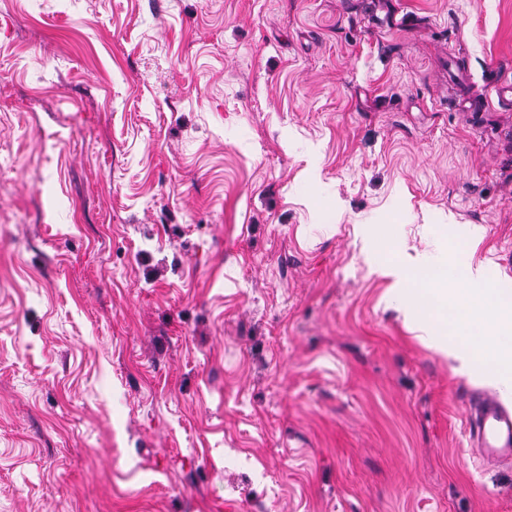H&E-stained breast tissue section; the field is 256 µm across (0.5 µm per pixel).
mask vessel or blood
Listing matches in <instances>:
<instances>
[{"label": "vessel or blood", "instance_id": "b4317fda", "mask_svg": "<svg viewBox=\"0 0 512 512\" xmlns=\"http://www.w3.org/2000/svg\"><path fill=\"white\" fill-rule=\"evenodd\" d=\"M466 427L481 458L512 460V408L504 404L497 392L473 395Z\"/></svg>", "mask_w": 512, "mask_h": 512}]
</instances>
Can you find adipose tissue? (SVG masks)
I'll return each mask as SVG.
<instances>
[{
    "label": "adipose tissue",
    "mask_w": 512,
    "mask_h": 512,
    "mask_svg": "<svg viewBox=\"0 0 512 512\" xmlns=\"http://www.w3.org/2000/svg\"><path fill=\"white\" fill-rule=\"evenodd\" d=\"M400 277L410 284L409 306L419 308L437 304L464 310L463 319L449 318V330L465 324L472 357L499 369L502 385L512 388V295L493 288L480 266L470 264L455 270L440 268L424 278L420 260L400 267Z\"/></svg>",
    "instance_id": "adipose-tissue-1"
}]
</instances>
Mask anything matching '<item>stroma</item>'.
Here are the masks:
<instances>
[{
	"label": "stroma",
	"mask_w": 512,
	"mask_h": 512,
	"mask_svg": "<svg viewBox=\"0 0 512 512\" xmlns=\"http://www.w3.org/2000/svg\"><path fill=\"white\" fill-rule=\"evenodd\" d=\"M508 84L512 0H0V512H512L385 269L512 290Z\"/></svg>",
	"instance_id": "obj_1"
}]
</instances>
